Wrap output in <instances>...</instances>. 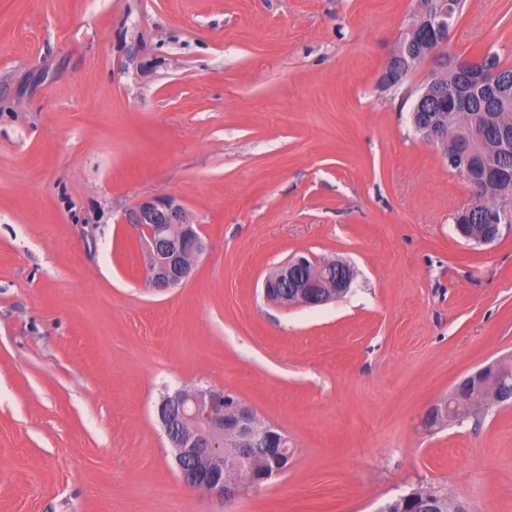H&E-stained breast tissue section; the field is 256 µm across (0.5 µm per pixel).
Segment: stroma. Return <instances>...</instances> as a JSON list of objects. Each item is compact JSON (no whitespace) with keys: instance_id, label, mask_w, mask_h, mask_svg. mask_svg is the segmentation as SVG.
Wrapping results in <instances>:
<instances>
[{"instance_id":"stroma-1","label":"stroma","mask_w":512,"mask_h":512,"mask_svg":"<svg viewBox=\"0 0 512 512\" xmlns=\"http://www.w3.org/2000/svg\"><path fill=\"white\" fill-rule=\"evenodd\" d=\"M416 0H0V512H377L423 486L512 512V405L431 429L512 357V223L455 232L464 180L409 113L437 62L386 64ZM512 66V0H466L448 54ZM178 196L210 248L149 288L125 210ZM311 254L349 292L282 309ZM232 393L287 470L231 503L188 489L155 408ZM353 279L354 269L345 261L299 256L284 262L264 280L263 296L284 308L317 307L341 298Z\"/></svg>"}]
</instances>
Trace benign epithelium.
Returning a JSON list of instances; mask_svg holds the SVG:
<instances>
[{
    "label": "benign epithelium",
    "mask_w": 512,
    "mask_h": 512,
    "mask_svg": "<svg viewBox=\"0 0 512 512\" xmlns=\"http://www.w3.org/2000/svg\"><path fill=\"white\" fill-rule=\"evenodd\" d=\"M429 143L441 152L448 167L468 183L472 199L462 217L476 216L474 224H457L461 238L474 245H489L501 236L503 224L512 221L508 209L487 207L482 188L476 184L462 160L458 144L448 140L443 130L430 131ZM125 223L134 225L144 247V278L157 291L183 284L197 259L209 249L200 227L191 223L181 200L174 195L149 197L138 201L125 213ZM354 279L353 267L342 260H320L313 256L291 258L270 274L263 283L264 298L284 308L317 307L341 298ZM497 404L512 403V377L504 369L489 371L485 366L462 379L448 399L427 414V424L442 427L459 421L463 412L485 396ZM178 411L182 422L194 426L193 437L174 435L171 413ZM157 416L170 444L176 450L175 464L183 484L201 489L211 497L228 502L252 484L224 476V431L242 436L239 454L250 459L262 450H272L269 481L288 468L289 456L283 453L288 437L273 428L260 429L248 407L233 401L222 390L192 388L176 391L157 407Z\"/></svg>",
    "instance_id": "obj_1"
}]
</instances>
